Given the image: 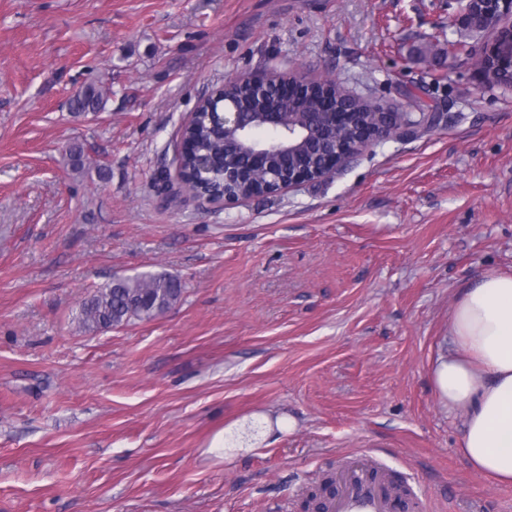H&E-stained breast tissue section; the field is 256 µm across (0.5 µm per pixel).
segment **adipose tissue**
<instances>
[{"instance_id":"1","label":"adipose tissue","mask_w":512,"mask_h":512,"mask_svg":"<svg viewBox=\"0 0 512 512\" xmlns=\"http://www.w3.org/2000/svg\"><path fill=\"white\" fill-rule=\"evenodd\" d=\"M455 349L434 369L437 390L460 414V452L475 474L512 484V275L462 289L448 316Z\"/></svg>"}]
</instances>
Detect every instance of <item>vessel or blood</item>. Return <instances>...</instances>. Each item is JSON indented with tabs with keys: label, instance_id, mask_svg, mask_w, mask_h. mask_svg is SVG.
<instances>
[{
	"label": "vessel or blood",
	"instance_id": "1",
	"mask_svg": "<svg viewBox=\"0 0 512 512\" xmlns=\"http://www.w3.org/2000/svg\"><path fill=\"white\" fill-rule=\"evenodd\" d=\"M400 501L386 473L369 453H362L336 473L328 512H395Z\"/></svg>",
	"mask_w": 512,
	"mask_h": 512
}]
</instances>
